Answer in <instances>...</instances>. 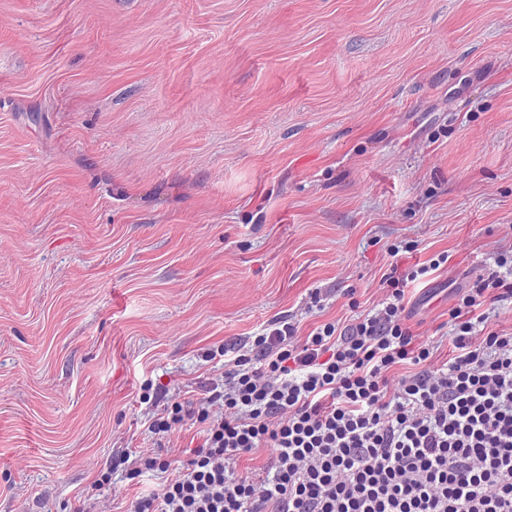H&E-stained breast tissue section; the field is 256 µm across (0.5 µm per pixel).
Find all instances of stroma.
<instances>
[{"label":"stroma","instance_id":"stroma-1","mask_svg":"<svg viewBox=\"0 0 512 512\" xmlns=\"http://www.w3.org/2000/svg\"><path fill=\"white\" fill-rule=\"evenodd\" d=\"M502 249L512 0H0V512H72L155 449L141 385L347 325L391 261L448 252L407 289L446 361ZM111 474H112V468H107V472L101 473V476L99 479L94 480L89 487L83 491L81 497L79 498L78 502L79 504L74 508L73 512H91L93 510L91 505L92 500H96L95 498L97 495V492L101 490V488L105 484H109L111 481Z\"/></svg>","mask_w":512,"mask_h":512}]
</instances>
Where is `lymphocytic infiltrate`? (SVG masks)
<instances>
[{
	"label": "lymphocytic infiltrate",
	"instance_id": "1",
	"mask_svg": "<svg viewBox=\"0 0 512 512\" xmlns=\"http://www.w3.org/2000/svg\"><path fill=\"white\" fill-rule=\"evenodd\" d=\"M447 262L394 261L352 323L301 337L278 320L220 379L172 396L152 434L197 430L182 463L135 452L129 478L166 479L128 512H512V332L490 311L512 301V251L459 291L452 355L438 365L435 343L406 323V291ZM259 448L272 451L266 464L239 472Z\"/></svg>",
	"mask_w": 512,
	"mask_h": 512
}]
</instances>
